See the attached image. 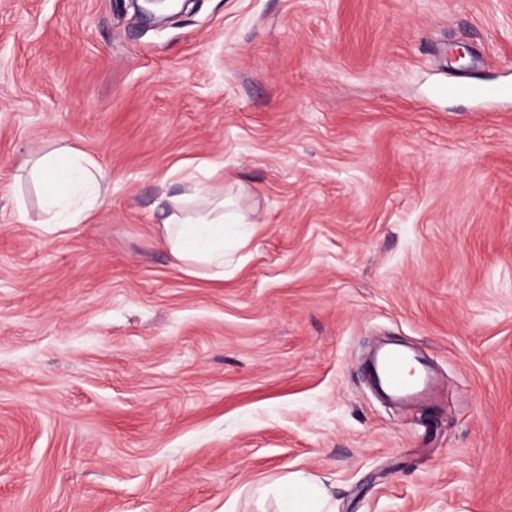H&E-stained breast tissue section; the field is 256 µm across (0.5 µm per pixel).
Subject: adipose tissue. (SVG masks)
Segmentation results:
<instances>
[{
	"label": "adipose tissue",
	"instance_id": "adipose-tissue-1",
	"mask_svg": "<svg viewBox=\"0 0 512 512\" xmlns=\"http://www.w3.org/2000/svg\"><path fill=\"white\" fill-rule=\"evenodd\" d=\"M32 178L43 187L46 215L41 228L54 235L88 219L98 208L104 172L96 160L76 148L55 151L33 160ZM161 241L178 270L220 280L224 277V200L196 187L168 199ZM283 512H325L326 490L302 475L279 489Z\"/></svg>",
	"mask_w": 512,
	"mask_h": 512
}]
</instances>
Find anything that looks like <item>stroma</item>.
<instances>
[{
	"instance_id": "35a3bbf8",
	"label": "stroma",
	"mask_w": 512,
	"mask_h": 512,
	"mask_svg": "<svg viewBox=\"0 0 512 512\" xmlns=\"http://www.w3.org/2000/svg\"><path fill=\"white\" fill-rule=\"evenodd\" d=\"M512 0H0V512H512ZM106 174L42 236L28 162ZM226 201L174 269L163 187ZM430 355L390 411L361 356ZM279 496L285 508L281 512H334L326 490L300 474L280 486Z\"/></svg>"
}]
</instances>
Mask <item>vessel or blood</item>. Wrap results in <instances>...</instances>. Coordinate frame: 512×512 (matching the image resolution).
Wrapping results in <instances>:
<instances>
[{
	"instance_id": "b4317fda",
	"label": "vessel or blood",
	"mask_w": 512,
	"mask_h": 512,
	"mask_svg": "<svg viewBox=\"0 0 512 512\" xmlns=\"http://www.w3.org/2000/svg\"><path fill=\"white\" fill-rule=\"evenodd\" d=\"M365 370L376 392L392 403L421 405L435 393L429 362L417 350L403 345L380 349Z\"/></svg>"
}]
</instances>
